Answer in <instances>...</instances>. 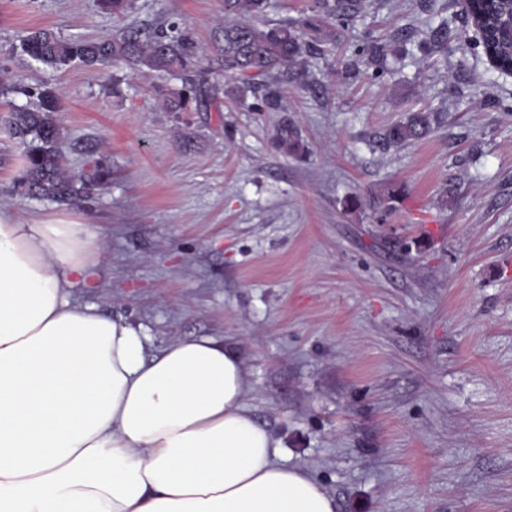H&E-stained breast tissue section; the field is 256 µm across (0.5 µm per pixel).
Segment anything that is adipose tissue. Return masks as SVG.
Listing matches in <instances>:
<instances>
[{"label":"adipose tissue","instance_id":"obj_1","mask_svg":"<svg viewBox=\"0 0 512 512\" xmlns=\"http://www.w3.org/2000/svg\"><path fill=\"white\" fill-rule=\"evenodd\" d=\"M89 225L0 212V512H336L245 404L210 338L149 355L142 326L81 302Z\"/></svg>","mask_w":512,"mask_h":512}]
</instances>
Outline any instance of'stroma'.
Returning <instances> with one entry per match:
<instances>
[{
    "label": "stroma",
    "mask_w": 512,
    "mask_h": 512,
    "mask_svg": "<svg viewBox=\"0 0 512 512\" xmlns=\"http://www.w3.org/2000/svg\"><path fill=\"white\" fill-rule=\"evenodd\" d=\"M222 0H0L11 82L56 88L67 168L111 177L59 205L14 184L0 125V209L72 219L100 240L83 302L141 324L150 354L207 336L239 350L245 402L337 512H512V76L491 68L461 0H366L281 70L284 111L221 83L169 112L180 79L124 64L55 70L18 52L29 31L98 38L183 23L203 59ZM385 48L371 60V44ZM430 113L433 132L387 128ZM303 149L273 145L282 123ZM403 200L378 223L370 204ZM361 204L353 208L351 197ZM432 132L430 116L425 112L413 113L406 121L388 128L386 139L395 144H407L421 140Z\"/></svg>",
    "instance_id": "1"
}]
</instances>
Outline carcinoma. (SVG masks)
<instances>
[{
  "label": "carcinoma",
  "mask_w": 512,
  "mask_h": 512,
  "mask_svg": "<svg viewBox=\"0 0 512 512\" xmlns=\"http://www.w3.org/2000/svg\"><path fill=\"white\" fill-rule=\"evenodd\" d=\"M269 0H224V27L218 69L202 66L197 46L189 29L173 23L169 29L144 35L138 30L124 31L103 39H65L49 28L29 32L20 49L35 61L58 69L71 64L106 66L120 62L135 72L179 73L184 84L179 90H160L162 106L168 112H189L204 91H217V71L237 81L234 95L244 100L252 97L254 112H282L281 90L274 73L283 68L302 75L307 52L299 30L292 24L265 22ZM358 9L356 0H315L313 12L319 25L315 41L322 40L324 27L336 17ZM10 93L36 97L37 104H10L6 122L10 135L22 147V170L17 188L33 196L60 204H76L102 187L109 170L100 161L79 174L65 167L62 138L57 114L61 111L59 92L51 86L31 90L0 85V95ZM432 132L430 116L412 114L388 128L386 139L395 144L421 140ZM277 149L297 152L302 144L298 129L281 126L274 137ZM396 191L373 199V209L384 215L392 210Z\"/></svg>",
  "instance_id": "cac0c4a2"
}]
</instances>
